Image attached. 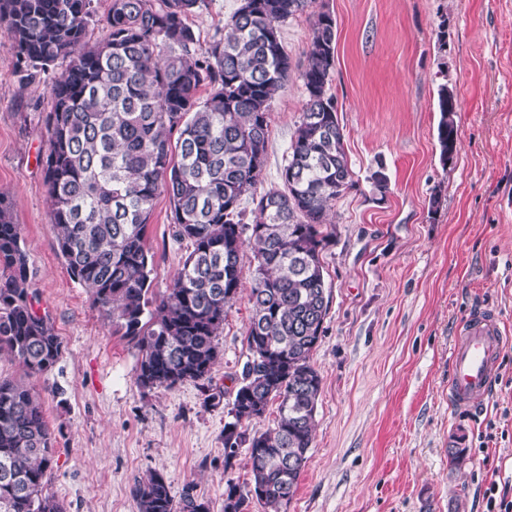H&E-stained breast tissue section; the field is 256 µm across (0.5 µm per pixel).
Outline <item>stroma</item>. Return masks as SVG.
Wrapping results in <instances>:
<instances>
[{
	"label": "stroma",
	"mask_w": 512,
	"mask_h": 512,
	"mask_svg": "<svg viewBox=\"0 0 512 512\" xmlns=\"http://www.w3.org/2000/svg\"><path fill=\"white\" fill-rule=\"evenodd\" d=\"M315 10L336 19L330 91L355 185L323 227L330 297L311 358L321 392L286 512H485V487L512 476V346L492 395L461 419L448 402V351L469 308H492L512 329V0H315ZM7 42L1 25L0 193L64 350L31 378L0 355V377L26 379L54 431L47 490L66 512H138L133 489L157 472L174 494L193 485L210 512H224L227 482L250 480L245 450L225 456L224 425L248 357L253 254L241 253L240 293L217 338L220 398L195 382L140 389L137 350L70 277L48 222L39 159L54 74L27 76ZM444 85L458 131L446 164L437 141ZM305 100L294 74L271 102L265 186L280 182ZM380 166L390 178L383 195L370 180ZM170 212L158 196L148 227L158 293L191 249L175 238ZM456 432L465 435L458 460L448 453Z\"/></svg>",
	"instance_id": "stroma-1"
}]
</instances>
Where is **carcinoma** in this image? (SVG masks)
<instances>
[{"label":"carcinoma","instance_id":"carcinoma-1","mask_svg":"<svg viewBox=\"0 0 512 512\" xmlns=\"http://www.w3.org/2000/svg\"><path fill=\"white\" fill-rule=\"evenodd\" d=\"M311 0H240L207 44L188 23L205 0H112L104 36L88 38L91 0H0L8 48L22 71L66 68L50 86L53 109L41 160L49 223L70 276L138 351L144 390L212 383L225 308L238 296L240 252L257 261L248 360L224 443L247 444L251 479L231 482L224 512H285L308 459L321 378L311 364L327 314L321 252L330 205L355 185L329 92L336 20L314 16L304 61L294 65L280 27ZM306 94L281 184L263 183L270 103L293 70ZM443 163L457 151V100L439 90ZM169 197L175 236L191 251L169 288L152 289L146 245L153 204ZM252 221L244 222L245 197ZM30 288L21 225L0 195V353L27 374L59 361L62 341ZM277 402L262 432L244 425ZM54 434L22 380L0 378V512H65L46 492ZM139 512H210L207 501L151 473L134 489Z\"/></svg>","mask_w":512,"mask_h":512}]
</instances>
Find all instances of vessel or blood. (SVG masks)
Masks as SVG:
<instances>
[{
	"label": "vessel or blood",
	"mask_w": 512,
	"mask_h": 512,
	"mask_svg": "<svg viewBox=\"0 0 512 512\" xmlns=\"http://www.w3.org/2000/svg\"><path fill=\"white\" fill-rule=\"evenodd\" d=\"M507 343L499 316L490 310H471L458 324L448 356V390L454 408H482L494 387V371Z\"/></svg>",
	"instance_id": "b4317fda"
}]
</instances>
